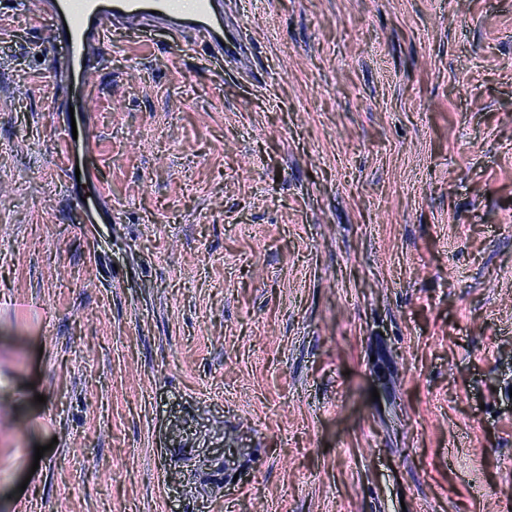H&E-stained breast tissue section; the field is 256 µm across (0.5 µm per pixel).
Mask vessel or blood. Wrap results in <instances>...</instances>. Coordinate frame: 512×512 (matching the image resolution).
<instances>
[{
  "instance_id": "1",
  "label": "vessel or blood",
  "mask_w": 512,
  "mask_h": 512,
  "mask_svg": "<svg viewBox=\"0 0 512 512\" xmlns=\"http://www.w3.org/2000/svg\"><path fill=\"white\" fill-rule=\"evenodd\" d=\"M38 9L48 19L53 43L62 45L50 75L89 87L98 57L114 26L135 32L164 31L170 38L193 34L215 59L238 54V38L224 26V0H194L192 11L181 12L175 0H39Z\"/></svg>"
}]
</instances>
